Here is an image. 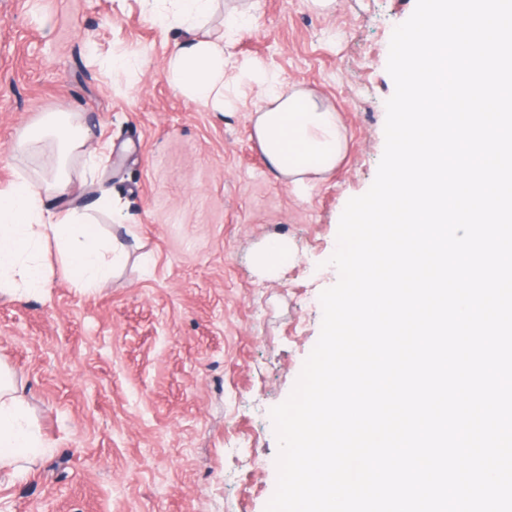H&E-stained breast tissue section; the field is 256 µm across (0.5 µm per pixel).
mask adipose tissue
<instances>
[{
  "label": "adipose tissue",
  "instance_id": "adipose-tissue-1",
  "mask_svg": "<svg viewBox=\"0 0 512 512\" xmlns=\"http://www.w3.org/2000/svg\"><path fill=\"white\" fill-rule=\"evenodd\" d=\"M213 8L214 0H170L153 18L163 26L191 30ZM224 67L223 47L191 39L172 55L168 75L192 103L220 112ZM242 77L264 88L253 132L278 175L298 189L305 175L332 172L346 148L336 112L316 93L283 87L269 72L247 70ZM50 140L55 143L52 178L20 177L0 188V289L17 301L43 292L47 246H55L64 274L82 289L102 287L125 258L123 244L102 238L87 214L66 203L72 189L65 161L86 143L79 121L67 112L51 113L14 143L13 152L28 155ZM45 447L28 420L22 391L0 368V467L17 465Z\"/></svg>",
  "mask_w": 512,
  "mask_h": 512
}]
</instances>
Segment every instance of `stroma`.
<instances>
[{
  "label": "stroma",
  "instance_id": "1",
  "mask_svg": "<svg viewBox=\"0 0 512 512\" xmlns=\"http://www.w3.org/2000/svg\"><path fill=\"white\" fill-rule=\"evenodd\" d=\"M416 0H217L197 35L223 38L224 109L176 92L167 63L179 30L151 0H0V187L41 175L50 149L14 142L52 112L78 117L100 168L70 162L77 203L109 194L104 235L127 246L102 287L75 288L48 252L43 294L0 296V363L23 390L49 445L22 471H0V512H265L279 444L270 411L293 390L316 345L320 294L349 199L372 185L385 146L394 28ZM250 12L238 30L233 10ZM130 59L136 76L113 70ZM314 90L337 112L346 150L297 193L253 134L261 101L240 68ZM288 243L272 277L256 252Z\"/></svg>",
  "mask_w": 512,
  "mask_h": 512
}]
</instances>
